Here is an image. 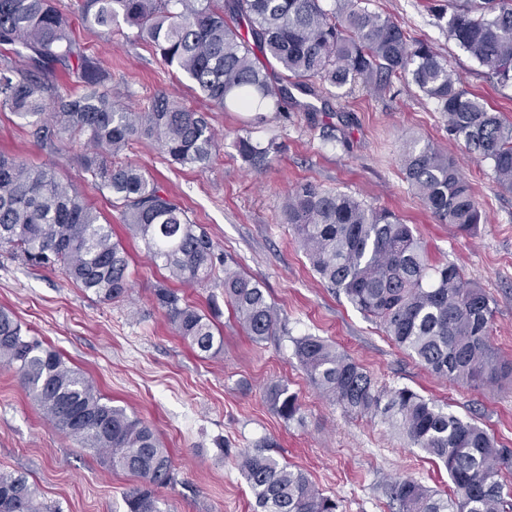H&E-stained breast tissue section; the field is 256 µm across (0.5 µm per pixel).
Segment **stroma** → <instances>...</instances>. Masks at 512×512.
<instances>
[{
    "mask_svg": "<svg viewBox=\"0 0 512 512\" xmlns=\"http://www.w3.org/2000/svg\"><path fill=\"white\" fill-rule=\"evenodd\" d=\"M79 0H56L77 39L112 72V92L135 110L161 94L207 115L220 136L212 163L184 168L156 144L134 142L123 154L187 210L218 253L266 289L281 329L263 342L244 333L217 280L180 295L211 314L221 330L212 354L195 352L170 325L154 299L167 272L131 238L117 208L80 176L82 144L62 141L46 154L20 119L0 108V153L52 166L112 225L132 259V290L119 302L100 300L58 271L26 265L0 250V308L32 336L61 352L112 404L151 425L174 462V480L157 488L160 512H256L238 467L239 454L276 440L280 461L303 470L342 512H397L389 484L412 479L435 492L452 484L443 465L382 418L356 416L324 398L294 355V341L318 336L356 360L382 388L408 387L487 429L512 448V383L482 389L450 383L425 370L394 345L378 324L321 280L281 221L287 194L310 182L341 191L367 206L394 212L426 243L431 263L450 262L494 301L491 341L512 358V191L501 188L488 162L448 133L434 103L411 83L394 80L383 93L363 87L327 88L319 98L295 94L287 114L227 112L192 81L168 67L126 24L111 35L85 27ZM435 0H371L412 37L430 43L488 110L512 121V85H502L439 25ZM333 139L322 136L324 125ZM275 141L280 151L260 169L243 162L237 135ZM446 153L469 182L485 221L474 236L456 233L427 209L403 172L407 145ZM273 382L286 384L301 404L299 418L283 420L264 401ZM27 476L47 512H125L124 496L139 483L59 431L23 387L16 371L0 366V473Z\"/></svg>",
    "mask_w": 512,
    "mask_h": 512,
    "instance_id": "35a3bbf8",
    "label": "stroma"
}]
</instances>
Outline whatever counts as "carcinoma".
Listing matches in <instances>:
<instances>
[{"mask_svg":"<svg viewBox=\"0 0 512 512\" xmlns=\"http://www.w3.org/2000/svg\"><path fill=\"white\" fill-rule=\"evenodd\" d=\"M364 3L334 0L326 9L323 0H81V19L108 28L123 20L226 111L286 112L290 85L316 97L318 83L385 91L391 78H409L434 100L448 132L490 162L498 184L512 190V123L469 94L431 44ZM448 6L452 12L437 13L448 37L500 83L512 82V0H448ZM0 107L23 120L49 155L65 135L84 139L83 172L112 196L150 260L190 285L222 267L219 286L247 335L255 342L276 335L280 319L266 290L218 257L207 231L138 166L112 161L144 139L180 166L206 164L217 133L204 113L165 95L140 112L123 105L112 95V73L76 39L55 0H0ZM235 146L254 168L278 150L275 142L263 146L248 134L237 136ZM404 171L431 213L457 233L471 235L483 223L467 181L439 149L409 145ZM282 215L320 278L427 371L474 388L512 380V361L490 343L491 298L458 266L430 264L421 239L395 213L305 183L288 194ZM0 248L61 271L104 301L131 290L126 249L74 184L2 154ZM154 296L178 336L200 353L214 349L210 317L173 289L157 288ZM294 346L324 396L352 414L384 417L447 470L453 485L447 497L409 479L392 484L399 512H512L502 481V473L512 471L511 448L408 387H378L323 339L303 336ZM0 364L16 369L59 430L106 455L112 469L140 479L125 495L126 512H159L155 488L173 480V469L150 425L104 401L83 372L26 335L7 310H0ZM265 400L284 420L300 416L297 397L280 382L266 387ZM274 448L266 440L239 456L260 512H339L335 499L282 463ZM0 512H43L26 476L0 474Z\"/></svg>","mask_w":512,"mask_h":512,"instance_id":"obj_1","label":"carcinoma"}]
</instances>
